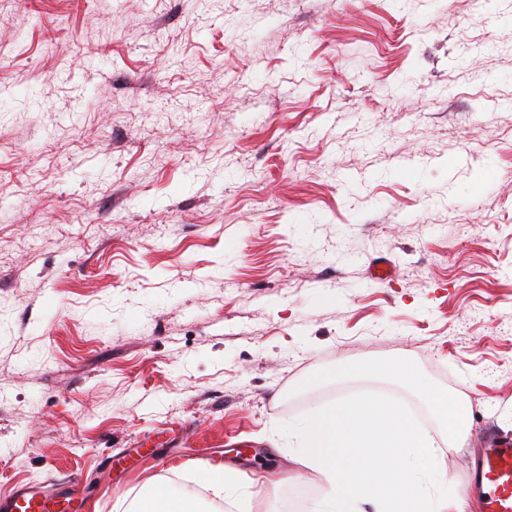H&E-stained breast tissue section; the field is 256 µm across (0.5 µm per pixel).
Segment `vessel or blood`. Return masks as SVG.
Wrapping results in <instances>:
<instances>
[{"label": "vessel or blood", "instance_id": "1", "mask_svg": "<svg viewBox=\"0 0 512 512\" xmlns=\"http://www.w3.org/2000/svg\"><path fill=\"white\" fill-rule=\"evenodd\" d=\"M471 482L481 512H512V438L496 437L476 459ZM82 501L63 482L23 487L6 505V512H81Z\"/></svg>", "mask_w": 512, "mask_h": 512}]
</instances>
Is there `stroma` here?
Returning <instances> with one entry per match:
<instances>
[{
  "mask_svg": "<svg viewBox=\"0 0 512 512\" xmlns=\"http://www.w3.org/2000/svg\"><path fill=\"white\" fill-rule=\"evenodd\" d=\"M394 357L469 400L468 486L512 435V0H0V503L307 512L279 426L424 408L306 383ZM73 483L50 482L41 487H22L16 491L4 508L6 512H80L82 500L74 489L67 487ZM134 512H188L185 500L181 496L165 490H156L141 498Z\"/></svg>",
  "mask_w": 512,
  "mask_h": 512,
  "instance_id": "35a3bbf8",
  "label": "stroma"
}]
</instances>
